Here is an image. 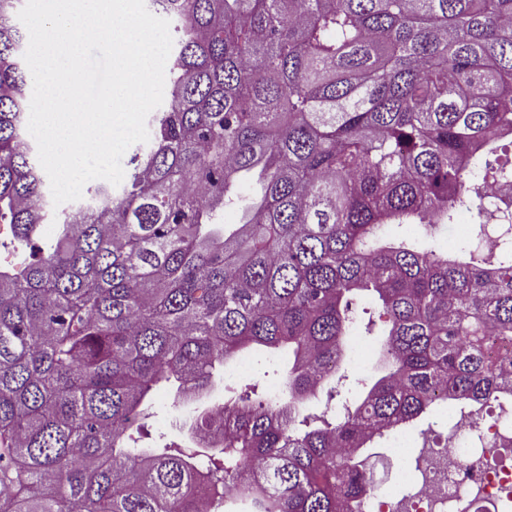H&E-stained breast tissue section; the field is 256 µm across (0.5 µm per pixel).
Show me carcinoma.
Segmentation results:
<instances>
[{"instance_id": "1", "label": "carcinoma", "mask_w": 512, "mask_h": 512, "mask_svg": "<svg viewBox=\"0 0 512 512\" xmlns=\"http://www.w3.org/2000/svg\"><path fill=\"white\" fill-rule=\"evenodd\" d=\"M23 0H0V512H355L345 454L434 400L512 395V234L434 228L503 210L512 0H149L174 22L170 97L122 184L53 211L24 133ZM241 213L226 224L224 211ZM384 374L343 411L346 338ZM292 355L288 397L239 391L246 350ZM184 441L141 448L154 390ZM233 421L217 444L210 404ZM464 224L471 225L469 235H471L473 239L476 238L479 231L478 225L481 224V220L474 215L464 212L459 215L456 224H448L447 226L445 225L440 228L438 232V240L442 247L450 249L453 245L455 246L457 244L455 242L459 238L462 231V225Z\"/></svg>"}]
</instances>
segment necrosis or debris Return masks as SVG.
<instances>
[{
  "label": "necrosis or debris",
  "instance_id": "4bbe7bcc",
  "mask_svg": "<svg viewBox=\"0 0 512 512\" xmlns=\"http://www.w3.org/2000/svg\"><path fill=\"white\" fill-rule=\"evenodd\" d=\"M435 413L448 445L434 447L415 427L378 432L379 445L355 459H386L390 472L357 500V512H512V396L492 401L487 416L448 399Z\"/></svg>",
  "mask_w": 512,
  "mask_h": 512
}]
</instances>
